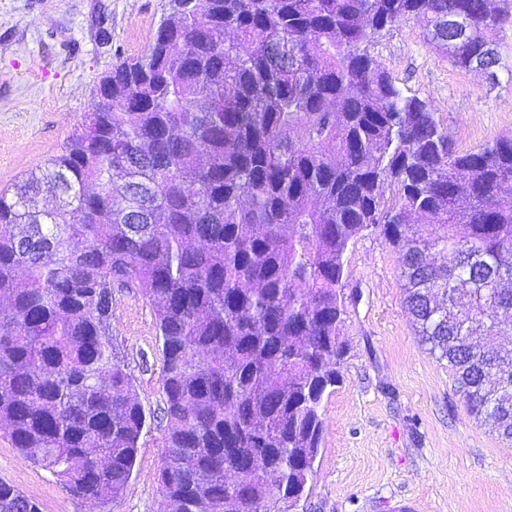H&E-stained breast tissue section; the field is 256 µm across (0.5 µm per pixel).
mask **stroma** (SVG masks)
I'll return each mask as SVG.
<instances>
[{
  "mask_svg": "<svg viewBox=\"0 0 512 512\" xmlns=\"http://www.w3.org/2000/svg\"><path fill=\"white\" fill-rule=\"evenodd\" d=\"M168 0H0V190L61 153L116 59L147 50ZM409 18L378 36V61L428 101L467 151L512 134V77L455 68ZM348 353L324 401L323 442L298 512H512V442L473 418L414 333L398 253L365 231L345 258ZM112 342L145 416L133 474L110 512H159L162 353L144 288L112 291ZM0 478L42 512H87L0 432Z\"/></svg>",
  "mask_w": 512,
  "mask_h": 512,
  "instance_id": "obj_1",
  "label": "stroma"
}]
</instances>
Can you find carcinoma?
I'll use <instances>...</instances> for the list:
<instances>
[{
	"label": "carcinoma",
	"mask_w": 512,
	"mask_h": 512,
	"mask_svg": "<svg viewBox=\"0 0 512 512\" xmlns=\"http://www.w3.org/2000/svg\"><path fill=\"white\" fill-rule=\"evenodd\" d=\"M169 0L58 155L0 190V428L98 512L146 417L112 287L146 288L163 355L160 512L301 499L347 353L345 255L397 250L416 336L512 441V136L456 150L371 53L404 19L455 67L512 24L490 0ZM471 37L448 42V15ZM444 263L427 260L431 253ZM0 512H40L0 479Z\"/></svg>",
	"instance_id": "cac0c4a2"
}]
</instances>
